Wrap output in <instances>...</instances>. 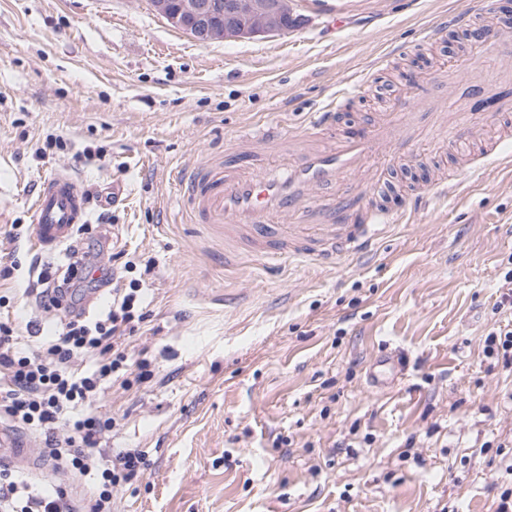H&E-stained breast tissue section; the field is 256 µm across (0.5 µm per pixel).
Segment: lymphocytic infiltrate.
Segmentation results:
<instances>
[{"label": "lymphocytic infiltrate", "mask_w": 512, "mask_h": 512, "mask_svg": "<svg viewBox=\"0 0 512 512\" xmlns=\"http://www.w3.org/2000/svg\"><path fill=\"white\" fill-rule=\"evenodd\" d=\"M111 287L112 302L95 321L85 316L92 295ZM44 309L67 304L61 330L37 346L21 343L19 327L0 321V420L38 433L44 455L63 470L91 482L90 512H112V491L146 467L142 451L129 449L104 459L101 439L113 425L96 403L105 384L128 370L124 346L143 316L142 283L125 281L117 265L99 262L95 250L69 251L63 265L32 280ZM0 512H76L58 487L45 488L0 463Z\"/></svg>", "instance_id": "lymphocytic-infiltrate-1"}]
</instances>
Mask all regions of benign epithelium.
<instances>
[{
    "label": "benign epithelium",
    "mask_w": 512,
    "mask_h": 512,
    "mask_svg": "<svg viewBox=\"0 0 512 512\" xmlns=\"http://www.w3.org/2000/svg\"><path fill=\"white\" fill-rule=\"evenodd\" d=\"M150 5L201 44L277 35L305 19L299 0H150Z\"/></svg>",
    "instance_id": "obj_1"
}]
</instances>
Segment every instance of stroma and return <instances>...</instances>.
<instances>
[{
  "instance_id": "35a3bbf8",
  "label": "stroma",
  "mask_w": 512,
  "mask_h": 512,
  "mask_svg": "<svg viewBox=\"0 0 512 512\" xmlns=\"http://www.w3.org/2000/svg\"><path fill=\"white\" fill-rule=\"evenodd\" d=\"M482 0H303L305 22L202 45L149 0H0V294L46 339L67 318L25 288L62 253L29 248L28 199L56 171L89 193L90 224L144 278L132 360L143 381L106 386L103 454L148 465L114 512H495L512 487V368L483 352L512 256V169L485 160L448 199L392 224L335 267H224V244L181 215L171 179L248 124L302 123L355 79L349 126L436 95L459 50L434 21ZM390 54L380 69L374 61ZM442 135L400 145L372 206L409 200L456 167ZM36 480L89 508V482L41 458Z\"/></svg>"
}]
</instances>
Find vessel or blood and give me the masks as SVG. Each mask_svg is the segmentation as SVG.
<instances>
[{
	"mask_svg": "<svg viewBox=\"0 0 512 512\" xmlns=\"http://www.w3.org/2000/svg\"><path fill=\"white\" fill-rule=\"evenodd\" d=\"M473 37L478 50L503 48L512 59V37H494L483 27ZM352 93L349 86L334 92L303 126L238 131L230 149L179 174L196 223L223 239L225 265L248 254L274 264L311 260L331 267L363 255L397 217L363 202L364 189L383 181L395 145L437 128L452 142L467 133L484 143V155L495 156L512 134V101L498 100L486 112H460L450 90L368 126L347 128L340 107ZM32 213L31 245L41 252L68 243L77 225L88 221L83 190L61 171L35 188ZM0 460L20 468L33 463L25 441L4 426Z\"/></svg>",
	"mask_w": 512,
	"mask_h": 512,
	"instance_id": "vessel-or-blood-1",
	"label": "vessel or blood"
}]
</instances>
